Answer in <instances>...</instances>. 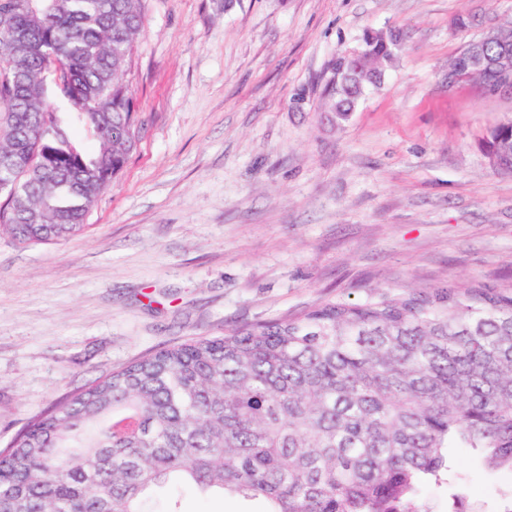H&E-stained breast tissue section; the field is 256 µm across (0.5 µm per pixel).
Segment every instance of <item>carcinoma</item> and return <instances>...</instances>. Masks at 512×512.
<instances>
[{"label": "carcinoma", "instance_id": "obj_1", "mask_svg": "<svg viewBox=\"0 0 512 512\" xmlns=\"http://www.w3.org/2000/svg\"><path fill=\"white\" fill-rule=\"evenodd\" d=\"M143 29L141 0H0V229L26 248L83 234L123 168L139 121L123 75ZM395 30L370 31L362 62L335 73L345 119L394 57ZM83 152L43 87L54 62ZM41 149L18 177L10 151ZM512 174V123L486 141ZM512 473V292L437 288L162 348L78 390L0 451V512H154L172 482L261 499L266 512H431L421 486L450 482L448 449Z\"/></svg>", "mask_w": 512, "mask_h": 512}]
</instances>
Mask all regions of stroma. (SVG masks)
<instances>
[{"label": "stroma", "mask_w": 512, "mask_h": 512, "mask_svg": "<svg viewBox=\"0 0 512 512\" xmlns=\"http://www.w3.org/2000/svg\"><path fill=\"white\" fill-rule=\"evenodd\" d=\"M124 76L142 131L84 234L22 248L0 232V448L74 392L155 351L450 284L512 289V175L483 141L512 94L448 62L512 0H143ZM472 24L458 28V16ZM403 41L348 120L338 53ZM478 512L512 476L452 449ZM182 512H263L187 485Z\"/></svg>", "instance_id": "stroma-1"}]
</instances>
